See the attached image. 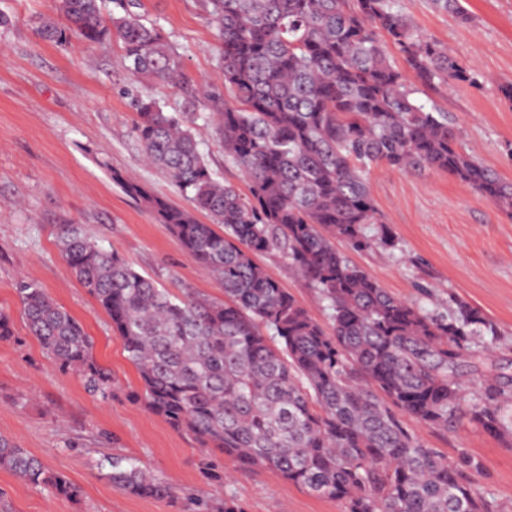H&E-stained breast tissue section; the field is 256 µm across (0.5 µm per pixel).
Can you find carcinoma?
I'll list each match as a JSON object with an SVG mask.
<instances>
[{
  "mask_svg": "<svg viewBox=\"0 0 512 512\" xmlns=\"http://www.w3.org/2000/svg\"><path fill=\"white\" fill-rule=\"evenodd\" d=\"M67 33L98 44L117 37L134 78L180 75L162 30L138 0H56ZM224 71L223 96L208 89L224 155L248 185L216 179L188 124L152 98L136 100L135 133L148 163L189 202L179 206L111 171L144 201L182 248L221 284L224 299L177 297L76 224L58 234L63 260L110 320L141 388L131 394L173 429L248 466L277 471L345 512H499L471 476L483 469L465 448L439 455L408 429V415L446 430L465 419L512 438V376L494 354L504 344L479 308L448 296L444 311L396 298L353 265L354 251L392 252L368 175L378 165L436 171L512 216V181L485 166L448 113L416 97L439 82L479 83L472 67L425 37L400 0H207ZM463 23L462 0H432ZM399 56L400 67L394 61ZM208 218L203 223L197 218ZM278 254L316 291L318 322L257 263ZM34 336L51 361L103 399L115 385L83 325L38 283L16 282ZM123 493L172 498V486L136 461L103 460ZM0 469L73 496L67 479L0 436ZM196 512H241L196 502Z\"/></svg>",
  "mask_w": 512,
  "mask_h": 512,
  "instance_id": "cac0c4a2",
  "label": "carcinoma"
}]
</instances>
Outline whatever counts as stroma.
<instances>
[{
  "instance_id": "1",
  "label": "stroma",
  "mask_w": 512,
  "mask_h": 512,
  "mask_svg": "<svg viewBox=\"0 0 512 512\" xmlns=\"http://www.w3.org/2000/svg\"><path fill=\"white\" fill-rule=\"evenodd\" d=\"M471 23L437 10L431 0H400L403 13L426 37L447 46L484 78L482 89L439 86L429 97L464 134L483 164L512 181V0H462ZM180 61L175 84L133 81L119 42L87 47L43 38L40 17L55 14V0H0V312L15 335L0 341V435L42 460L74 484L75 496L28 484L0 470V498L9 512H187L189 496L215 502L234 498L242 512H343L269 469L240 467L219 451L200 447L142 403L139 387L107 315L70 272L58 246L61 226L79 224L104 247L116 248L139 272L176 295L223 298L224 291L186 253L144 202L113 183L117 170L154 195L184 199L171 179L147 163L134 132L137 98L156 99L164 111L191 113L192 132L210 169L232 183L230 164L203 102L191 88L224 89L214 29L205 0H140ZM369 187L395 233L394 252L347 250L348 259L373 275L394 297L426 307L456 294L483 310L512 338V217L470 187L436 172L409 173L380 166ZM258 262L311 315L326 322L316 294L276 255ZM37 281L82 322L94 355L111 369L116 388L103 400L80 378L60 369L26 331L15 293L19 278ZM406 426L444 456L465 448L485 469L473 483L512 512V447L468 422L434 430L413 419ZM136 459L176 490L175 499L137 498L113 487L98 467L102 455Z\"/></svg>"
}]
</instances>
